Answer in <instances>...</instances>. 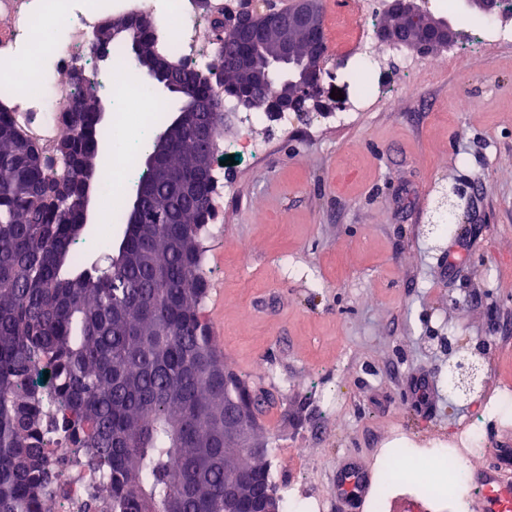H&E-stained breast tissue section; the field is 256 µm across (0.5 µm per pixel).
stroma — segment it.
<instances>
[{
    "instance_id": "stroma-1",
    "label": "stroma",
    "mask_w": 512,
    "mask_h": 512,
    "mask_svg": "<svg viewBox=\"0 0 512 512\" xmlns=\"http://www.w3.org/2000/svg\"><path fill=\"white\" fill-rule=\"evenodd\" d=\"M446 54L426 53L415 96L341 126L356 84L329 57L322 85L342 98L287 136L252 130L266 147L223 166L232 191L202 237L226 365L278 399L258 418L272 483L325 512L344 455L375 472L389 448H462L478 414L490 446H512V418L485 409L512 386V45ZM455 190L467 203L438 234L435 206ZM452 349L485 357L486 387L466 400L448 387Z\"/></svg>"
}]
</instances>
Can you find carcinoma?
Segmentation results:
<instances>
[{
    "label": "carcinoma",
    "mask_w": 512,
    "mask_h": 512,
    "mask_svg": "<svg viewBox=\"0 0 512 512\" xmlns=\"http://www.w3.org/2000/svg\"><path fill=\"white\" fill-rule=\"evenodd\" d=\"M378 25L406 34L411 23L393 12ZM129 26L141 58L164 57L148 15ZM213 30L222 46L209 75L174 63L175 75L239 106L273 112L286 97L303 111L308 92L292 84L257 94L242 83L224 61L254 48L238 42L227 18L215 17ZM323 37L297 33L295 55L309 59ZM72 76L87 89L53 148L70 187L65 202L54 199L59 173L46 150L0 105V512H49V500L65 493L48 451L57 435L76 464L104 476L87 496L104 512H167L176 499L181 512H224V487L241 471L240 505L255 507L258 485L272 484L270 464L224 447V404L244 410L253 392L224 368L201 311L214 174L189 176L181 198L155 187L140 204L141 226L126 225L111 243L107 266L76 262L79 188L99 171L103 127L94 74L75 68ZM172 123L170 114L145 155L179 170L198 142Z\"/></svg>",
    "instance_id": "cac0c4a2"
}]
</instances>
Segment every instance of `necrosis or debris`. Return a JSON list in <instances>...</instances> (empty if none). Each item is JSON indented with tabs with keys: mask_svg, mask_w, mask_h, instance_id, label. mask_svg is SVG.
Here are the masks:
<instances>
[{
	"mask_svg": "<svg viewBox=\"0 0 512 512\" xmlns=\"http://www.w3.org/2000/svg\"><path fill=\"white\" fill-rule=\"evenodd\" d=\"M32 0H0V61H7L9 72H0V97L8 99L19 124L44 146L54 145L64 134L63 112L72 100L71 89L49 85L34 91L27 84L28 76L40 66L42 58L37 45L36 23L49 27L63 26L65 38L52 52L54 69L63 75L73 68H89L93 55L90 39L102 19L94 11L64 13L44 7L32 13ZM151 9L158 22L168 14H176L179 26L165 41L168 54L197 72H205L214 63L213 49L204 46L201 38L206 18L195 0H151ZM499 14L480 25L463 21L466 40L460 56L480 54L490 43L512 41V22L503 15L512 12V0H501ZM378 0H359L355 13L359 24L349 42L356 48V61L366 65L375 62L372 36L378 19ZM112 97L119 110L112 115V125L103 138L112 147L103 168L100 190L108 197L120 198L128 193L140 175L138 155L151 131L166 117L164 106L139 83L127 63L122 45L112 47ZM468 450L431 448L418 453L412 448H390L385 452L379 479L371 499V512H384V502L399 484L410 463H418L425 475L417 480L415 489L429 506L437 507L455 500L460 512H466L477 491L468 466L470 452L486 451L488 444L478 423H471Z\"/></svg>",
	"mask_w": 512,
	"mask_h": 512,
	"instance_id": "4bbe7bcc",
	"label": "necrosis or debris"
}]
</instances>
